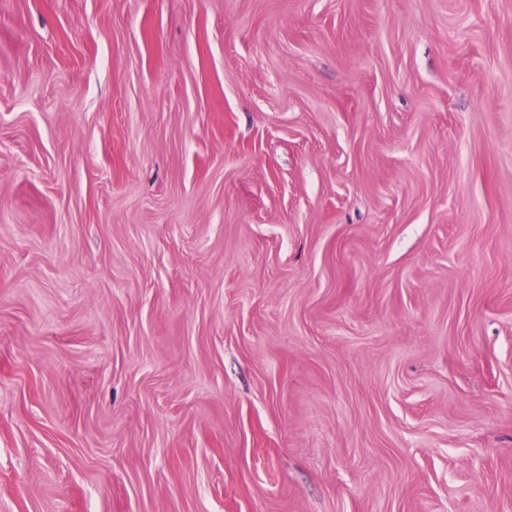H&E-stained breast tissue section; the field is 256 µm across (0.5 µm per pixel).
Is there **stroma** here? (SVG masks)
<instances>
[{"label":"stroma","mask_w":512,"mask_h":512,"mask_svg":"<svg viewBox=\"0 0 512 512\" xmlns=\"http://www.w3.org/2000/svg\"><path fill=\"white\" fill-rule=\"evenodd\" d=\"M0 512H512V0H0Z\"/></svg>","instance_id":"obj_1"}]
</instances>
